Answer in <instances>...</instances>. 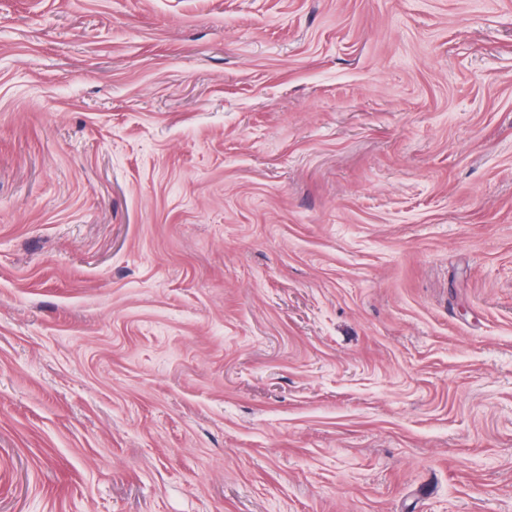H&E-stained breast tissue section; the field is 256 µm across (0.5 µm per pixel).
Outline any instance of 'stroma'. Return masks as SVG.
Masks as SVG:
<instances>
[{
  "label": "stroma",
  "instance_id": "1",
  "mask_svg": "<svg viewBox=\"0 0 512 512\" xmlns=\"http://www.w3.org/2000/svg\"><path fill=\"white\" fill-rule=\"evenodd\" d=\"M0 512H512V0H0Z\"/></svg>",
  "mask_w": 512,
  "mask_h": 512
}]
</instances>
